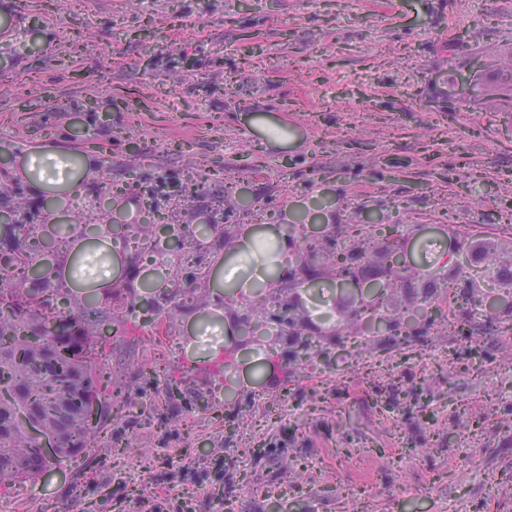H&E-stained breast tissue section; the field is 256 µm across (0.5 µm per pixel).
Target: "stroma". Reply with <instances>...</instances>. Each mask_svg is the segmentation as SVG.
I'll list each match as a JSON object with an SVG mask.
<instances>
[{"mask_svg": "<svg viewBox=\"0 0 512 512\" xmlns=\"http://www.w3.org/2000/svg\"><path fill=\"white\" fill-rule=\"evenodd\" d=\"M0 170L88 134L112 183L144 173L190 193L207 176L225 225L324 238L333 224L403 225L448 243L476 224L512 234V107L461 91L485 47L512 44V0H0ZM291 143L267 148L263 123ZM112 336V386L127 415L89 456L0 488L7 512H139L157 478L187 512H512V335L453 342L442 330L400 358L371 335L292 370L289 340L225 349L190 314L165 337L168 372L208 405L141 414L137 365L152 362L141 311ZM460 367L449 371L448 356ZM273 377H266L267 361ZM395 373V374H396ZM164 421L157 429L156 421ZM287 434L263 456L261 441Z\"/></svg>", "mask_w": 512, "mask_h": 512, "instance_id": "stroma-1", "label": "stroma"}]
</instances>
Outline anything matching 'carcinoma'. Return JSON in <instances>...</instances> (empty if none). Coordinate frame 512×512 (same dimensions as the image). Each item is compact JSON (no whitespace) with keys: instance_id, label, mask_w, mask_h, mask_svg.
<instances>
[{"instance_id":"obj_1","label":"carcinoma","mask_w":512,"mask_h":512,"mask_svg":"<svg viewBox=\"0 0 512 512\" xmlns=\"http://www.w3.org/2000/svg\"><path fill=\"white\" fill-rule=\"evenodd\" d=\"M492 64L473 73L477 90L512 99V45L489 48ZM84 150L74 149L68 161L83 174L84 195L69 207L68 195L57 207L68 220L47 237L52 208L44 186L29 189L34 174L18 167L0 172V487L37 479L51 464L86 455L91 442L112 425V408L121 392L112 391L107 345L118 333L124 315L138 308V269L144 260L164 267L165 282L150 310V324L170 330L172 321L188 311L209 316L215 301L210 292L211 254L224 250V207H209L206 188L195 190L206 213L203 220L168 224L181 242V253H169L155 224L114 223L112 197H127L137 208L172 215L195 209L182 200L151 197L148 180L135 179L112 189V164L100 160L82 168ZM378 224H333L325 242L303 240L291 253L293 279L271 291L258 286L262 307L255 316L273 324L278 336L293 341L288 365L306 364L326 354V337L357 335L371 324L386 328L378 340L386 355L413 346L431 325L448 326L458 341H492L512 330V239L448 229L446 269L399 264L397 253L409 243L403 230ZM118 236L129 254L128 268L107 286L74 289L82 271L77 246L98 244ZM335 262L332 276L343 287L336 324L325 327L309 316L303 285L324 275L323 265ZM402 289L420 300L423 323L404 319L389 292ZM159 358L138 371L144 383L166 368L164 342L156 338ZM182 395V379H170L162 391L141 405L156 409L161 400L173 403ZM55 452L48 454L42 447Z\"/></svg>"}]
</instances>
